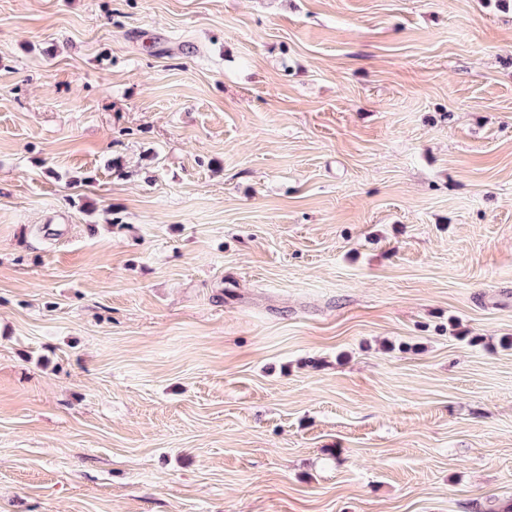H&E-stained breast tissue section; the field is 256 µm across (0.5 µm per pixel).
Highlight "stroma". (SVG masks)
Instances as JSON below:
<instances>
[{
    "mask_svg": "<svg viewBox=\"0 0 512 512\" xmlns=\"http://www.w3.org/2000/svg\"><path fill=\"white\" fill-rule=\"evenodd\" d=\"M512 504V7L0 0V512Z\"/></svg>",
    "mask_w": 512,
    "mask_h": 512,
    "instance_id": "35a3bbf8",
    "label": "stroma"
}]
</instances>
